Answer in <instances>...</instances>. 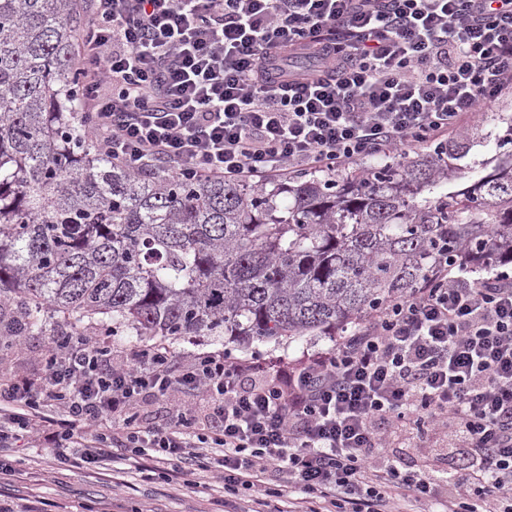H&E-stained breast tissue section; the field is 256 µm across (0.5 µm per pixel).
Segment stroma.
Segmentation results:
<instances>
[{"instance_id": "stroma-1", "label": "stroma", "mask_w": 512, "mask_h": 512, "mask_svg": "<svg viewBox=\"0 0 512 512\" xmlns=\"http://www.w3.org/2000/svg\"><path fill=\"white\" fill-rule=\"evenodd\" d=\"M49 338L45 335L23 336L9 346L0 347V375L39 373L44 366ZM333 336H304L255 341L242 347L224 338L187 336L171 343L169 349L182 364H191L202 355L227 354L254 358L269 370L295 364L299 359L333 348ZM400 468L429 474L447 468L449 462H463L460 449L449 447L444 432L420 440L402 431L392 437L387 450ZM16 473L0 482V498L45 500L49 504L72 506L74 512H215L219 500L244 505V493L225 491L223 482L210 473L197 476V484L186 487L163 477L145 482L134 467L105 464L92 469H51V455L46 448H29L12 453Z\"/></svg>"}]
</instances>
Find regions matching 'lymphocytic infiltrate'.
Segmentation results:
<instances>
[{
    "instance_id": "lymphocytic-infiltrate-1",
    "label": "lymphocytic infiltrate",
    "mask_w": 512,
    "mask_h": 512,
    "mask_svg": "<svg viewBox=\"0 0 512 512\" xmlns=\"http://www.w3.org/2000/svg\"><path fill=\"white\" fill-rule=\"evenodd\" d=\"M80 94L113 161L181 180L264 181L401 152L476 119L512 85V0H91ZM88 336L0 379V447L59 468L104 458L145 478L219 475L250 512H512V276H449L398 296L330 352L264 376L253 359L111 362ZM205 392L158 423L148 393ZM445 431L469 465L446 484L386 458L393 429Z\"/></svg>"
}]
</instances>
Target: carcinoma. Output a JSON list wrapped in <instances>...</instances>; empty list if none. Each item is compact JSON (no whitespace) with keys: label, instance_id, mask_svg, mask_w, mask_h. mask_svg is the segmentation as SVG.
Instances as JSON below:
<instances>
[{"label":"carcinoma","instance_id":"obj_1","mask_svg":"<svg viewBox=\"0 0 512 512\" xmlns=\"http://www.w3.org/2000/svg\"><path fill=\"white\" fill-rule=\"evenodd\" d=\"M77 0H0V327L336 335L442 261L512 265V114L356 169L252 184L109 159L79 115ZM494 155L461 163L478 144Z\"/></svg>","mask_w":512,"mask_h":512}]
</instances>
